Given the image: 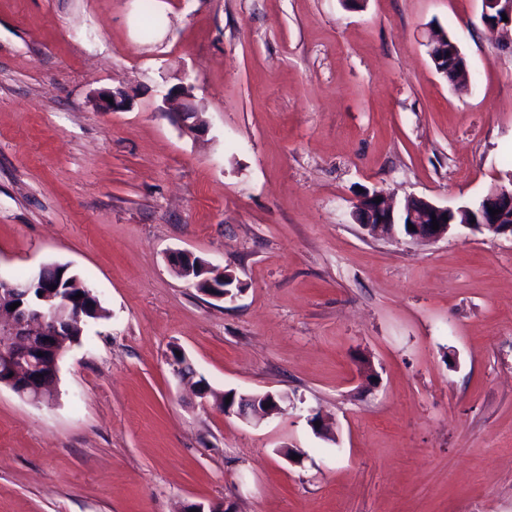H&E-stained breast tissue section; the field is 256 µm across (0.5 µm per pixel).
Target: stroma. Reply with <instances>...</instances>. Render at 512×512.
<instances>
[{"mask_svg":"<svg viewBox=\"0 0 512 512\" xmlns=\"http://www.w3.org/2000/svg\"><path fill=\"white\" fill-rule=\"evenodd\" d=\"M187 84L196 136L161 110ZM511 174L512 42L481 0H0V277L65 264L106 311L53 400L0 387V512H512V239L352 217L365 191L473 206ZM175 350L282 413L203 408ZM170 262L181 273V277L192 281L194 286L205 295L216 299L232 296L231 289L225 285L226 282L232 281V279L223 276V279L218 280L221 284L219 285L214 280L204 276L208 270H212L207 262L196 259L183 251L174 252L171 255ZM200 276L202 277L199 278Z\"/></svg>","mask_w":512,"mask_h":512,"instance_id":"stroma-1","label":"stroma"}]
</instances>
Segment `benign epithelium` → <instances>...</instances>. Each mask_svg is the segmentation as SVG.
Listing matches in <instances>:
<instances>
[{
	"instance_id": "benign-epithelium-1",
	"label": "benign epithelium",
	"mask_w": 512,
	"mask_h": 512,
	"mask_svg": "<svg viewBox=\"0 0 512 512\" xmlns=\"http://www.w3.org/2000/svg\"><path fill=\"white\" fill-rule=\"evenodd\" d=\"M483 19L491 30L512 28V0H482ZM508 21H503V18ZM192 86L183 85L163 96V103L182 99L173 116L180 128L189 134L204 131L205 122L200 112L187 103L191 99ZM102 112H117L127 105L121 94L103 93L99 96ZM377 195H365L354 206L353 217L370 234L383 231L392 233L397 224L396 211L386 199L375 202ZM498 209L493 216L488 208ZM469 211L467 207L453 209L438 206L421 197H409L403 205L404 234L412 240H440L457 225V216ZM439 229H432V221ZM413 228H408V225ZM462 226L486 231L494 236L512 237V182L496 185L481 200L477 219L463 221ZM171 265L181 277L193 282L207 296L224 299L232 295L227 288L228 279L220 283L206 277L211 266L183 251L171 255ZM53 266H42L28 278L11 281L0 278V386L11 388L21 399L31 403L46 401L58 381L59 362L64 355L68 336L79 323L87 318L92 309H103L94 290H87L82 298H68L60 293V284L50 278ZM19 303L16 309L10 305ZM287 396L272 392L247 393L240 403L221 399L213 408L226 414H234L247 420L251 417H268L282 412Z\"/></svg>"
}]
</instances>
